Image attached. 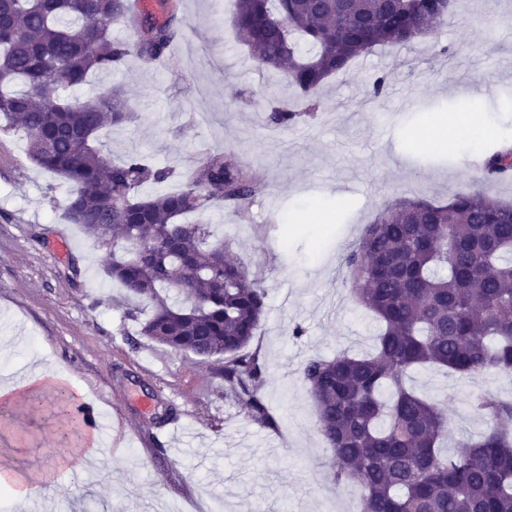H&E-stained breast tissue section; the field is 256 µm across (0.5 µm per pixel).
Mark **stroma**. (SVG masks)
Returning a JSON list of instances; mask_svg holds the SVG:
<instances>
[{
  "label": "stroma",
  "instance_id": "obj_1",
  "mask_svg": "<svg viewBox=\"0 0 512 512\" xmlns=\"http://www.w3.org/2000/svg\"><path fill=\"white\" fill-rule=\"evenodd\" d=\"M184 37L159 65L130 59L93 75L81 98L120 86L131 121L104 140L113 160L131 152L173 170L177 189L208 147L249 163L263 187L243 213L216 211L218 235L267 291L251 344L263 366L260 394L273 423L254 424L224 388L220 363H201L136 336L124 292L104 273L106 249L58 209L67 185L33 167L22 131L0 135V383L34 369L63 376L101 409L103 441L92 476L73 478L57 446L55 392L14 408L0 428V464L33 483L53 479L37 512H360L359 487L336 485L332 451L300 370L312 358L373 353L381 324L358 305L343 258L366 224L398 197L444 202L475 179L467 164L512 146V0H463L436 44L376 49L327 80L322 110L289 129L267 124L272 100L295 95L287 79L259 72L235 41L230 5L177 0ZM453 55L440 54L442 46ZM386 89L373 95L377 77ZM472 116L490 136L422 141L437 118ZM306 333L296 338L295 325ZM448 407L452 436L484 424L466 404L490 390L512 398V374L457 379L415 370L409 381Z\"/></svg>",
  "mask_w": 512,
  "mask_h": 512
}]
</instances>
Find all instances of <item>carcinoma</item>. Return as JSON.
<instances>
[{"label":"carcinoma","mask_w":512,"mask_h":512,"mask_svg":"<svg viewBox=\"0 0 512 512\" xmlns=\"http://www.w3.org/2000/svg\"><path fill=\"white\" fill-rule=\"evenodd\" d=\"M133 2L0 0V133L25 131L31 164L69 187L65 220L110 249L105 274L151 300L137 335L224 363L227 389L268 427L259 355L248 350L267 291L208 219L224 203L250 204L260 186L249 167L208 151L181 190L150 193L171 169L140 154L115 162L98 146L107 126L131 119L127 100L111 90L83 101L63 94L131 57L165 60L179 37L173 2L159 0L158 15ZM435 2L234 0L232 25L258 70L284 72L303 98L297 109L271 106L268 124L314 117L325 82L375 48L435 37L449 14ZM114 24L135 40L112 38ZM511 171L512 152L498 149L446 203L392 200L344 258L355 300L383 322L375 353L312 358L301 377L334 481L361 488L363 512H512V399L471 394L470 410L488 426L444 456L453 395L431 401L405 382L425 365L461 378L512 373V203L481 187Z\"/></svg>","instance_id":"cac0c4a2"}]
</instances>
